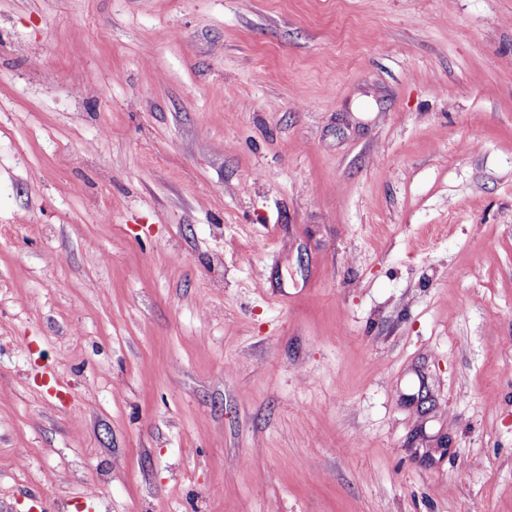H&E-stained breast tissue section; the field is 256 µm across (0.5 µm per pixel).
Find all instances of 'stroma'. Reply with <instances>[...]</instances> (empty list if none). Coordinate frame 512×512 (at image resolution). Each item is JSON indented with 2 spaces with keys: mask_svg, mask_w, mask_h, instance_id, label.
<instances>
[{
  "mask_svg": "<svg viewBox=\"0 0 512 512\" xmlns=\"http://www.w3.org/2000/svg\"><path fill=\"white\" fill-rule=\"evenodd\" d=\"M46 491L512 512V0H0V512Z\"/></svg>",
  "mask_w": 512,
  "mask_h": 512,
  "instance_id": "obj_1",
  "label": "stroma"
}]
</instances>
